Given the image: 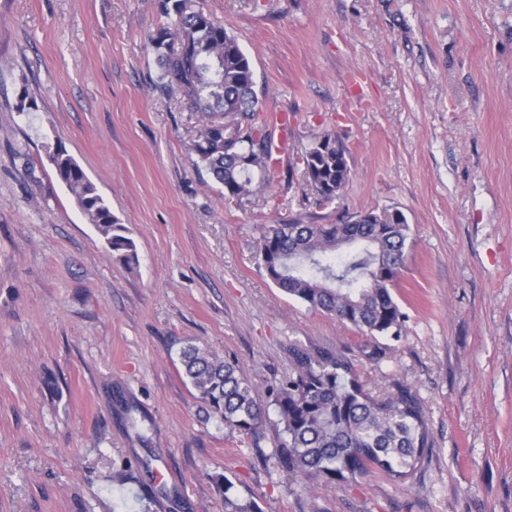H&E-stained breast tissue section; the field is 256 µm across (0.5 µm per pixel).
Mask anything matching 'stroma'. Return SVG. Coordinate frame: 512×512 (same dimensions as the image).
Listing matches in <instances>:
<instances>
[{
  "label": "stroma",
  "instance_id": "35a3bbf8",
  "mask_svg": "<svg viewBox=\"0 0 512 512\" xmlns=\"http://www.w3.org/2000/svg\"><path fill=\"white\" fill-rule=\"evenodd\" d=\"M199 3L289 116V180L231 206L193 165L197 113L156 87L159 0H0V512H224L219 474L262 512H512V0ZM327 130L353 178L321 209L299 157ZM54 141L137 266L59 183ZM363 209L410 227L397 341L287 296L262 260L266 226ZM188 343L262 399L290 346L346 352L374 393L412 386L433 452L403 487H307L276 468V416L254 439L202 409ZM45 154L56 176L73 196L89 223L95 225L113 256L116 255L127 266L136 265L138 255L134 241L125 235L124 225L112 214L79 163L58 144H47Z\"/></svg>",
  "mask_w": 512,
  "mask_h": 512
}]
</instances>
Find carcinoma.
Instances as JSON below:
<instances>
[{"mask_svg": "<svg viewBox=\"0 0 512 512\" xmlns=\"http://www.w3.org/2000/svg\"><path fill=\"white\" fill-rule=\"evenodd\" d=\"M167 23L149 37L158 55L159 88L175 89L200 114L191 149L195 164L224 187V203L261 193L279 182L271 166L270 118L260 111L254 71L236 37L198 0H160ZM45 154L58 179L95 225L112 254L138 262L134 241L79 163L60 145ZM303 181L318 208L340 199L352 180L349 149L325 131L300 157ZM353 224H314L294 218L266 227L261 253L270 279L285 294L334 315L370 336L398 339L406 314L394 296L404 267L408 224L403 213L384 223L374 210L345 214ZM291 369L268 387V403L231 360L197 345L180 353L183 377L224 428L254 437L268 409L281 426L276 467L307 483L355 484L379 471L405 485L431 454L433 440L422 402L412 388L392 383L372 394L352 358L329 348L290 349ZM225 512H260L253 498L233 500L232 483L213 478Z\"/></svg>", "mask_w": 512, "mask_h": 512, "instance_id": "cac0c4a2", "label": "carcinoma"}]
</instances>
